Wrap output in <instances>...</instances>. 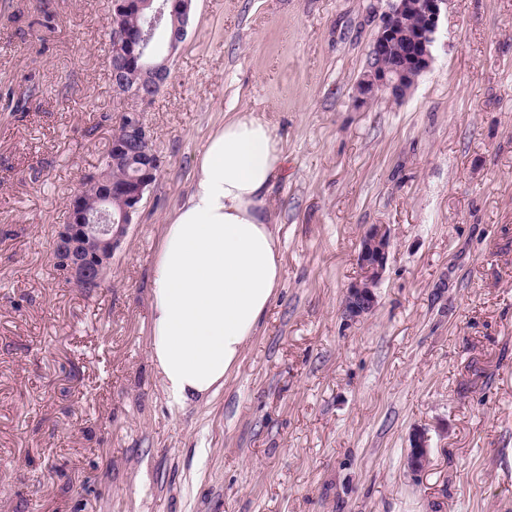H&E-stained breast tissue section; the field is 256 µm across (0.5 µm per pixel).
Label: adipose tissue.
<instances>
[{"instance_id":"1","label":"adipose tissue","mask_w":512,"mask_h":512,"mask_svg":"<svg viewBox=\"0 0 512 512\" xmlns=\"http://www.w3.org/2000/svg\"><path fill=\"white\" fill-rule=\"evenodd\" d=\"M284 161L263 115L232 113L207 136L188 196L162 226L149 350L171 406L223 387L283 281L267 202Z\"/></svg>"}]
</instances>
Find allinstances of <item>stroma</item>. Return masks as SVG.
Instances as JSON below:
<instances>
[{
    "label": "stroma",
    "mask_w": 512,
    "mask_h": 512,
    "mask_svg": "<svg viewBox=\"0 0 512 512\" xmlns=\"http://www.w3.org/2000/svg\"><path fill=\"white\" fill-rule=\"evenodd\" d=\"M0 0V512H512V0H447L402 100L360 104L380 0H193L144 114L157 180L86 295L52 254L129 105L110 0ZM286 161L284 280L213 395L169 405L149 354L161 226L228 113ZM391 228L374 312L343 295ZM430 463L407 464L415 434Z\"/></svg>",
    "instance_id": "obj_1"
}]
</instances>
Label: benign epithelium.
<instances>
[{
  "mask_svg": "<svg viewBox=\"0 0 512 512\" xmlns=\"http://www.w3.org/2000/svg\"><path fill=\"white\" fill-rule=\"evenodd\" d=\"M153 0H111L108 56L111 61L112 84L116 91L130 97L135 106L125 109L118 117L121 134L112 138L107 162L124 163L136 157V169L143 174L130 180L123 188L122 211L119 219L112 218V191L104 190L110 181L103 170L87 174L82 187L69 198L70 221L56 231L53 254L56 264L67 279L84 291H96L106 282L112 257L127 236L133 218L138 214L147 191L153 184L151 175L160 169L161 160L155 149L153 130L144 122L143 112L152 104L169 77L170 57L162 62L139 69L141 80L129 85L123 77L126 64L132 58L146 56L155 47L153 31L135 35L124 24L125 15L136 6L140 9ZM193 0H172L178 8L179 21L168 39L173 52L184 42L191 20ZM447 0H386L379 14L378 31L372 43L370 61L356 86L357 98L367 101L379 95L400 99L415 85V77L430 68L435 34ZM419 16L421 25L414 33L404 31L403 21ZM97 199L95 210L85 208L87 198ZM391 229L388 224H373L365 232L358 253L359 273L344 298V313L352 321L365 318L375 308L376 293L388 261ZM429 463L428 440L422 433L414 436L408 456V467L414 474L423 472Z\"/></svg>",
  "mask_w": 512,
  "mask_h": 512,
  "instance_id": "obj_1",
  "label": "benign epithelium"
}]
</instances>
